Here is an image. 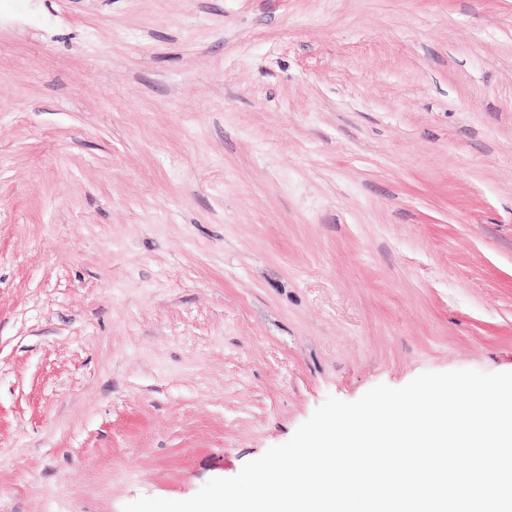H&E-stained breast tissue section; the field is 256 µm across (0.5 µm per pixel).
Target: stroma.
<instances>
[{"instance_id":"stroma-1","label":"stroma","mask_w":512,"mask_h":512,"mask_svg":"<svg viewBox=\"0 0 512 512\" xmlns=\"http://www.w3.org/2000/svg\"><path fill=\"white\" fill-rule=\"evenodd\" d=\"M459 369L512 372V0H0V512Z\"/></svg>"}]
</instances>
